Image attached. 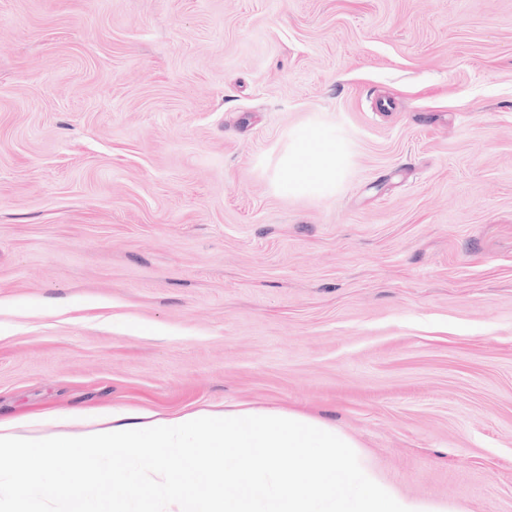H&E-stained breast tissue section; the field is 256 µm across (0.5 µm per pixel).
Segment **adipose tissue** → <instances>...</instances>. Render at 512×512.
I'll list each match as a JSON object with an SVG mask.
<instances>
[{
  "mask_svg": "<svg viewBox=\"0 0 512 512\" xmlns=\"http://www.w3.org/2000/svg\"><path fill=\"white\" fill-rule=\"evenodd\" d=\"M343 164V148L335 134L317 126L304 131L279 163L274 186L287 194L331 193Z\"/></svg>",
  "mask_w": 512,
  "mask_h": 512,
  "instance_id": "obj_1",
  "label": "adipose tissue"
}]
</instances>
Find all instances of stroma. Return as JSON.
Wrapping results in <instances>:
<instances>
[{
	"mask_svg": "<svg viewBox=\"0 0 512 512\" xmlns=\"http://www.w3.org/2000/svg\"><path fill=\"white\" fill-rule=\"evenodd\" d=\"M241 403L512 512V0H0V420ZM343 164V148L336 135L317 126L304 131L279 163L274 186L287 194H330Z\"/></svg>",
	"mask_w": 512,
	"mask_h": 512,
	"instance_id": "obj_1",
	"label": "stroma"
}]
</instances>
